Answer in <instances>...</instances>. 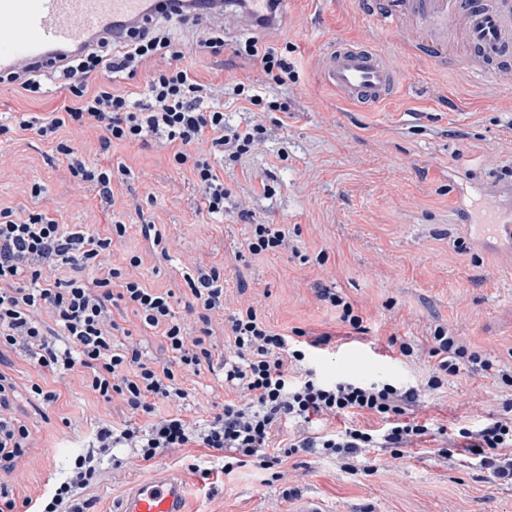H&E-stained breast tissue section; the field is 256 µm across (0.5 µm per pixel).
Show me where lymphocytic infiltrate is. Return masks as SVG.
Returning a JSON list of instances; mask_svg holds the SVG:
<instances>
[{"label": "lymphocytic infiltrate", "mask_w": 512, "mask_h": 512, "mask_svg": "<svg viewBox=\"0 0 512 512\" xmlns=\"http://www.w3.org/2000/svg\"><path fill=\"white\" fill-rule=\"evenodd\" d=\"M170 20L167 14L151 18L121 44L100 38L48 76L41 69L21 66L8 81L27 97L43 94L44 80L50 76L68 100L42 115L22 112L0 121V136L32 134L54 142L74 180L96 183L105 194L111 191V168L87 165L74 146L58 141V132L100 129L105 152L121 143L172 149L176 163L193 174L202 190L201 213L210 218L223 215L220 156L237 160L251 152L263 140L264 127L255 121L226 126L224 105L213 96L217 89L184 64ZM237 53L260 66L276 84L294 77L287 56L258 41L245 42ZM140 71L145 74L144 92L120 89L121 80ZM125 232L126 224L119 220L111 224L109 235L100 237L70 228L45 212L22 216L0 210V348L23 351L36 367L60 381L80 373L86 387L104 402L120 398L131 413L149 418L143 425L127 421L98 426L92 448L74 458L67 474L36 499L25 500L29 512H90L93 501L86 493L99 476L96 462L108 456L113 469L122 468V459L114 455L118 448L132 449L144 463L171 449L206 448L222 453L224 473L251 465L275 469L277 479L284 480L288 470L281 462L286 455L314 452L347 472L360 457L369 472L375 468L365 458L369 449H389L397 459L427 434L426 425L407 416L422 389L325 379L313 355L329 345L330 334L312 336L302 329L281 333L253 303L226 312L224 274L219 269L186 277L192 296L186 308L200 324L198 331H190L176 315L174 292L155 291L133 276L138 257H130L127 267L112 266V243ZM60 265L69 267L70 277H54ZM121 303L131 307L135 328L113 319L112 308ZM216 318L224 322L220 353L210 341ZM137 329L160 331L169 353L163 365L143 359L133 336ZM428 352L435 365L426 388H439L444 377L464 368L512 384V363L470 349L451 329L435 327ZM206 368L223 370L224 385L235 392V399L201 422L179 412L154 418L157 404L186 399V379ZM15 391V383L0 372V486L28 437L27 429L6 414ZM351 414L379 418L382 425L334 428L336 419ZM458 436L453 453H477L483 469L512 484V414L474 429L459 428Z\"/></svg>", "instance_id": "f902f5d3"}]
</instances>
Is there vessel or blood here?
Listing matches in <instances>:
<instances>
[{"label":"vessel or blood","instance_id":"1","mask_svg":"<svg viewBox=\"0 0 512 512\" xmlns=\"http://www.w3.org/2000/svg\"><path fill=\"white\" fill-rule=\"evenodd\" d=\"M236 15L239 28L278 29L285 8L270 9L269 0H247ZM178 0H0V74L25 62L38 65L81 54L98 36L123 40L147 17L172 13ZM364 13L377 28L407 20L427 35L420 53L437 61L449 36L459 37L471 51L481 78L501 83L512 79L503 62L512 56V0H363ZM323 82L340 99L353 104H381L394 98L399 74L374 46L339 41L324 54ZM186 491L174 473L164 471L137 484L116 512H184Z\"/></svg>","mask_w":512,"mask_h":512}]
</instances>
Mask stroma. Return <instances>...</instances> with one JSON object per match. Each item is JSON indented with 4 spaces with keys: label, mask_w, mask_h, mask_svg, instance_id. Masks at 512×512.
I'll list each match as a JSON object with an SVG mask.
<instances>
[{
    "label": "stroma",
    "mask_w": 512,
    "mask_h": 512,
    "mask_svg": "<svg viewBox=\"0 0 512 512\" xmlns=\"http://www.w3.org/2000/svg\"><path fill=\"white\" fill-rule=\"evenodd\" d=\"M288 26L250 33L225 26L221 60L195 54L191 20H175L184 62L207 83H253L268 106L253 112L246 102L227 104L224 119L248 120L266 129L264 141L239 162H225L229 196L224 216L210 220L199 211L201 189L177 167L169 150L137 145L100 148L101 134L74 135L86 161L122 167L110 197L96 184L74 189L71 173L54 143L32 136H0V209L18 214L49 212L64 223L105 235L111 218L126 222L125 236L112 246V263L130 256L146 287L174 292L179 303L191 293L185 273L217 266L231 303L257 302L277 329L301 328L331 334L334 348L315 365L327 379L354 378L426 383L434 360L421 352L406 360L390 338L424 345L436 326L452 328L471 348L498 360L512 358V265L503 245L483 225L490 209L512 208V83L477 85L462 69V50L440 64L418 60L417 40L400 39L403 24L374 30L359 0H288ZM287 52L296 78L279 86L261 69L237 56L248 39ZM369 39L402 73V90L373 108L342 101L319 77L321 51L337 39ZM66 93L49 84L37 99L0 83L1 112H49ZM464 183L473 221L459 222L457 183ZM155 225L170 245L168 255L141 232ZM280 224L294 251L251 254V225ZM332 289L362 314L365 333L348 338L337 311L316 297ZM368 348L364 366L346 365L341 349ZM0 371L17 384L10 412L29 436L11 460L7 491L14 512L62 478L74 456L88 447L95 428L130 413L120 401L104 403L71 375L57 382L40 374L22 351L0 353ZM59 392L57 402L33 397L31 383ZM185 414L207 418L225 397L224 377L210 371L190 376ZM512 403V386L466 372L427 391L415 414L426 421L425 442L405 449L395 467L383 466L389 452L371 449L377 470L346 473L316 453L287 459L291 483L260 482L254 466L209 479L189 474L207 467L204 448H182L157 456L151 465L119 449L126 468L104 463L93 489L95 512H111L130 487L158 470L177 474L188 492L187 512H291L296 499L313 495L329 512H512V486L494 481L471 454L447 456L453 428H475Z\"/></svg>",
    "instance_id": "stroma-1"
}]
</instances>
